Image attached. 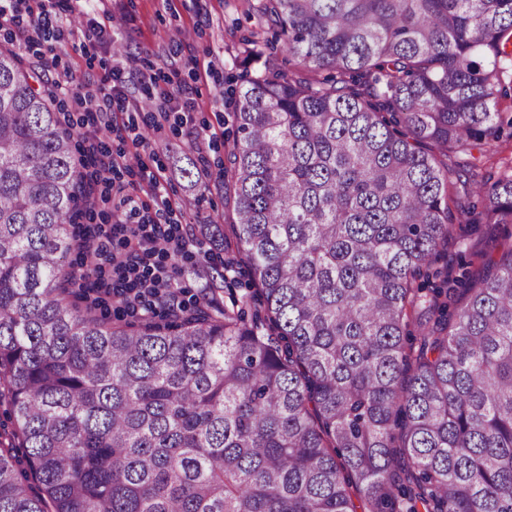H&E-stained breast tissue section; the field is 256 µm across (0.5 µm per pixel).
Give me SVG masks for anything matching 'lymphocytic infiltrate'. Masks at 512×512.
<instances>
[{"label": "lymphocytic infiltrate", "instance_id": "f902f5d3", "mask_svg": "<svg viewBox=\"0 0 512 512\" xmlns=\"http://www.w3.org/2000/svg\"><path fill=\"white\" fill-rule=\"evenodd\" d=\"M26 0H8L0 4V29L23 37L26 42L45 41L46 37L59 31L63 22L61 0H43L39 14H31L25 7ZM120 72L108 70L99 83L87 84L80 90H73L71 80L57 83L58 95L67 98L76 111L85 115L76 134L88 145L94 177L108 181L120 162L111 151L102 147L96 132L99 123L108 116L112 107H125L126 97L120 88ZM124 208L125 222L119 223L120 231L127 233L138 243L137 249L114 252L110 249V234L103 225H94L87 235V248L82 257L81 267L85 270L100 295L121 297L124 304L132 309L152 312L156 300L167 297L170 308H177L176 295L168 294L171 280L170 264L182 257L194 238L173 231L169 225L172 207L166 196L160 195L155 208L138 204L130 196L120 201ZM108 257L113 279H105L99 271V260Z\"/></svg>", "mask_w": 512, "mask_h": 512}]
</instances>
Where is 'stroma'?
<instances>
[{"label":"stroma","mask_w":512,"mask_h":512,"mask_svg":"<svg viewBox=\"0 0 512 512\" xmlns=\"http://www.w3.org/2000/svg\"><path fill=\"white\" fill-rule=\"evenodd\" d=\"M257 0H74L63 14L60 36L51 40L59 58L56 65L38 66L32 52L27 64L35 66L39 89L54 92L58 74L72 73L78 82L97 81L104 64L123 69L124 110L111 114L110 125L100 126L97 136L103 146L120 157L114 175L129 194L144 204L153 199L139 177L147 165L165 187L183 228L203 242V254L180 258L172 274L179 299L193 303L216 297L224 307L252 296L256 290L243 265L225 268L233 256L224 216V147L233 139L232 102L227 95L240 73L238 62L261 29ZM115 23L114 38L127 46L116 57L111 46L78 37L73 18ZM155 77L144 85L143 72ZM168 91L189 100L193 121L200 133L190 142L179 113H170L163 131H155L153 117L143 102L147 93ZM207 170L206 185H195L179 173L187 160Z\"/></svg>","instance_id":"1"}]
</instances>
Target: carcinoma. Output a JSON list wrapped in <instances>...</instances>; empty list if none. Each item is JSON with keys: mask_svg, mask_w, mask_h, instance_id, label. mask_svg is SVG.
Instances as JSON below:
<instances>
[{"mask_svg": "<svg viewBox=\"0 0 512 512\" xmlns=\"http://www.w3.org/2000/svg\"><path fill=\"white\" fill-rule=\"evenodd\" d=\"M258 16L298 69L230 90L250 321L84 302L74 132L0 48V512H512V245L435 267L464 224L512 240V162L493 178L473 156L512 139V0Z\"/></svg>", "mask_w": 512, "mask_h": 512, "instance_id": "obj_1", "label": "carcinoma"}]
</instances>
